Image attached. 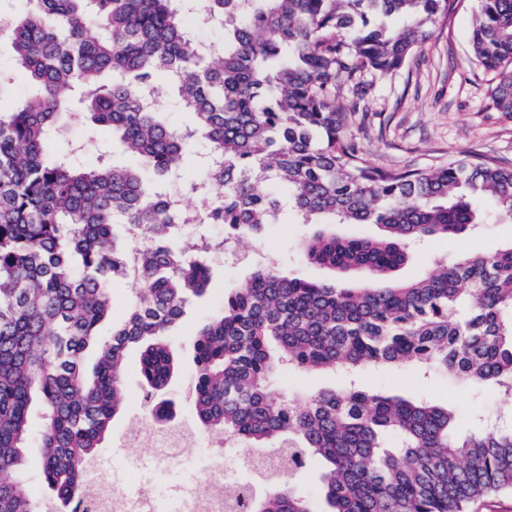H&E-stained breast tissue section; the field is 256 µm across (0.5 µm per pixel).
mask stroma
<instances>
[{"label":"stroma","instance_id":"obj_1","mask_svg":"<svg viewBox=\"0 0 512 512\" xmlns=\"http://www.w3.org/2000/svg\"><path fill=\"white\" fill-rule=\"evenodd\" d=\"M458 6L438 27L434 37L394 75L379 80L362 75L368 94L360 104L368 114V128L360 146L373 164L428 170L464 156L486 154L512 161V116L497 112L489 89L491 75L474 60L470 50V29L476 0H457ZM81 145L79 159L103 157L108 163L135 167L137 158L126 154L119 142H106L89 135L84 124L65 127L53 144L54 150L67 149L69 143ZM315 224L269 225L262 240L242 239L236 247L242 260L225 263L217 256L210 262V286L186 310L182 322L173 330L171 342L181 362V371L166 393L173 403L175 417L191 415L188 385L191 380L192 352L196 328L218 315L225 289L243 282L260 264H275L286 276L310 281H328L329 270L305 263L297 245L302 238L318 232ZM512 247V223L482 225L475 234L447 242L432 239L418 244L409 263L399 271L403 280L422 277L433 268L436 254L493 253ZM128 397L125 407L112 422L114 437L123 434L132 419L140 416L142 383L137 352L125 360ZM360 384L376 392L418 397L452 408L462 427H469L476 414L496 415L511 404L493 389L475 390L442 375L423 377L413 367L378 366L361 371ZM348 377L341 372H292L281 381L280 390L291 399L325 388L346 387ZM112 441L101 448L98 461L106 479L122 475L129 453ZM187 467L147 475L146 481L158 499H165L170 485L194 480L208 465L205 449L186 451Z\"/></svg>","mask_w":512,"mask_h":512}]
</instances>
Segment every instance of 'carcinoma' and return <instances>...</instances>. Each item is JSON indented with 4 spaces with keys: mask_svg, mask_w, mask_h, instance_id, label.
I'll use <instances>...</instances> for the list:
<instances>
[{
    "mask_svg": "<svg viewBox=\"0 0 512 512\" xmlns=\"http://www.w3.org/2000/svg\"><path fill=\"white\" fill-rule=\"evenodd\" d=\"M0 7V39L31 93L0 112V473L18 472L32 441L33 399L42 482L51 503L77 512L90 464L126 399L125 353L140 349L151 415L178 369L168 336L204 295L201 256L223 241L179 247L184 219L169 212L168 179L198 194L221 189L206 223L261 236L288 207L310 223L376 224L378 239L322 231L303 260L365 282L286 277L272 264L224 292L223 308L196 330L193 420L252 448L322 459L325 508L280 479L250 484V512H470L512 490V427L481 419L460 430L448 407L351 385L296 404L278 392L295 371L413 365L464 384L492 383L512 401V247L459 255L408 283L392 276L422 237L457 240L487 223L483 199L512 223V163L469 156L431 171L368 162L356 131L360 77L385 79L431 37L453 0H21ZM210 15L224 50L201 56L184 17ZM470 46L496 75L490 97L512 114V0H477ZM165 81L192 126L162 122L144 85ZM71 121L115 135L162 181L99 160L51 152ZM218 159L203 177L184 168L196 142ZM120 215L137 250L117 245ZM135 279L119 317L112 285ZM97 349L92 374L89 348ZM0 512H44L19 480L0 479Z\"/></svg>",
    "mask_w": 512,
    "mask_h": 512,
    "instance_id": "carcinoma-1",
    "label": "carcinoma"
}]
</instances>
